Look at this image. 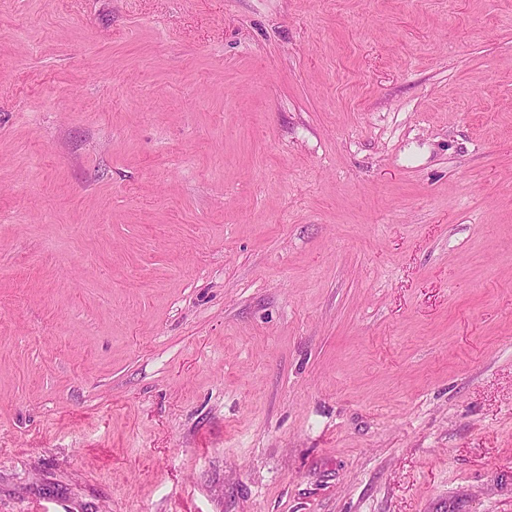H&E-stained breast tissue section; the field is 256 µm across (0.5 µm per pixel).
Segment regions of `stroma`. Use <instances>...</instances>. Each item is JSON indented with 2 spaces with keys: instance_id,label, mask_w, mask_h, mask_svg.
Returning a JSON list of instances; mask_svg holds the SVG:
<instances>
[{
  "instance_id": "1",
  "label": "stroma",
  "mask_w": 512,
  "mask_h": 512,
  "mask_svg": "<svg viewBox=\"0 0 512 512\" xmlns=\"http://www.w3.org/2000/svg\"><path fill=\"white\" fill-rule=\"evenodd\" d=\"M512 512V0H0V512Z\"/></svg>"
}]
</instances>
